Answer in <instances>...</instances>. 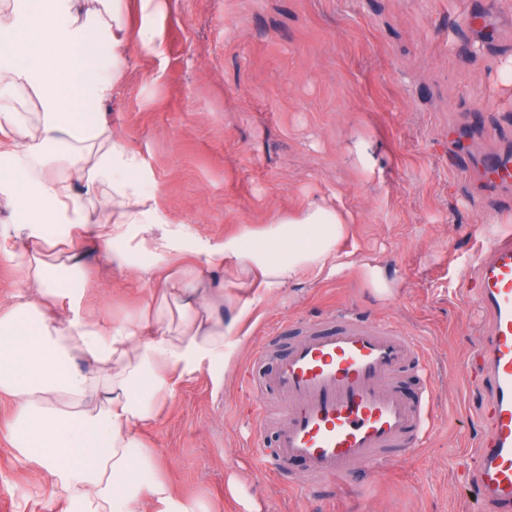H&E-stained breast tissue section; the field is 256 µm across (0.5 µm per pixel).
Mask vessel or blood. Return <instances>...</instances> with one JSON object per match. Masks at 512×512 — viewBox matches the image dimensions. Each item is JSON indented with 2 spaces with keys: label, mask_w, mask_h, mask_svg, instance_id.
<instances>
[{
  "label": "vessel or blood",
  "mask_w": 512,
  "mask_h": 512,
  "mask_svg": "<svg viewBox=\"0 0 512 512\" xmlns=\"http://www.w3.org/2000/svg\"><path fill=\"white\" fill-rule=\"evenodd\" d=\"M482 169L487 188L512 186V157L488 155ZM472 289L489 326L473 355L485 402L472 416L482 436L464 462L467 488L480 512H512V226L491 233ZM333 320L330 332L306 321L275 369L246 386L257 471L279 474L299 462L320 484L345 491L357 468L380 470L423 443L436 395L429 382L417 402L399 393L408 364L429 368L415 336L350 309Z\"/></svg>",
  "instance_id": "obj_1"
}]
</instances>
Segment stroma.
I'll return each mask as SVG.
<instances>
[{"mask_svg": "<svg viewBox=\"0 0 512 512\" xmlns=\"http://www.w3.org/2000/svg\"><path fill=\"white\" fill-rule=\"evenodd\" d=\"M479 7L494 36L467 26ZM164 43L132 46L102 108L138 151L165 215L205 239L259 228L274 213L338 192L356 223L354 266L301 279L263 298L224 362L183 381L143 436L160 471L208 512H465L462 463L479 429L472 353L487 329L469 295L475 225L512 216V188L484 190L465 170L512 153V0H169ZM469 125L465 170L448 166V129ZM85 303L136 315L148 288L134 273L84 258ZM353 309L418 336L436 387L431 439L384 470L354 474L356 493L308 487L302 464L262 478L248 447L242 382L254 346L279 328L278 351L303 319ZM0 397V512H63L45 473L8 444Z\"/></svg>", "mask_w": 512, "mask_h": 512, "instance_id": "stroma-1", "label": "stroma"}]
</instances>
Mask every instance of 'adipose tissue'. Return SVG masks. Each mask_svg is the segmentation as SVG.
Segmentation results:
<instances>
[{"label":"adipose tissue","instance_id":"obj_1","mask_svg":"<svg viewBox=\"0 0 512 512\" xmlns=\"http://www.w3.org/2000/svg\"><path fill=\"white\" fill-rule=\"evenodd\" d=\"M168 0H0V248L19 271L0 306V396L14 455L45 470L65 512H204L158 472L138 430L187 377L224 359L243 319L289 282L342 269L354 222L312 200L214 243L166 217L140 154L100 108L132 45L163 46ZM150 289L136 317L83 304L89 251Z\"/></svg>","mask_w":512,"mask_h":512}]
</instances>
